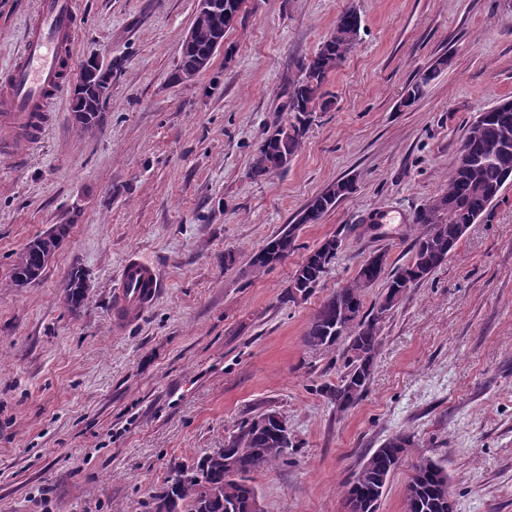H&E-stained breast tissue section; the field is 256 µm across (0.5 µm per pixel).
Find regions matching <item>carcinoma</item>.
I'll return each mask as SVG.
<instances>
[{"label": "carcinoma", "instance_id": "carcinoma-1", "mask_svg": "<svg viewBox=\"0 0 512 512\" xmlns=\"http://www.w3.org/2000/svg\"><path fill=\"white\" fill-rule=\"evenodd\" d=\"M244 0H210L209 9L198 7L192 29L193 43L180 49L179 60L171 74L177 83L185 75L203 71L216 40L237 23ZM361 30V18L354 9L338 16L329 35L314 54L297 62V74L288 79L287 100L283 111L288 119L275 123L258 147L249 174L265 178L284 170L304 144L310 122L308 115L331 105L324 86L329 75L355 47ZM444 62L426 70L407 91L405 103L418 99L423 88L434 80ZM90 65H83L80 79L72 94V112L80 119L84 131L95 130L99 122L92 110L102 107L110 97L107 82L88 77ZM462 144L473 165L459 170L448 181L454 205L436 206L428 201L414 217L420 227L414 239L409 262L397 268L386 284L382 298L406 294L405 284H420L441 265L461 241L460 226L472 217L487 214L503 186L512 181V99L498 100L481 119L466 127ZM355 181L337 182L310 201L298 223L316 224L338 200L353 192ZM65 232L46 233L22 248L13 264L12 286L24 288L38 279L48 266ZM294 228L269 238L251 256V265L261 272L288 257L294 249ZM336 259V238L323 240L311 250L291 280V284L308 296L321 282L329 265ZM384 267L361 262L355 276L332 294L310 319L303 341L311 348H331L343 340L346 372L325 393L346 411L364 396L380 347L381 322L386 312L381 302L373 311L363 312V290L379 280ZM87 281L80 270H72L62 283L64 299L70 310L78 312L86 298ZM414 447L412 436L395 435L365 456L358 480L346 485L348 512H363L365 498L381 501L390 477ZM288 461V447L280 429L258 416L243 422L233 439L190 464L174 467L177 478L166 480L153 496L151 512H248L256 496L254 475L278 462ZM449 478L442 462L420 458L412 467L405 486L404 512H448Z\"/></svg>", "mask_w": 512, "mask_h": 512}]
</instances>
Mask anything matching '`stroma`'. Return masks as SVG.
<instances>
[{"mask_svg":"<svg viewBox=\"0 0 512 512\" xmlns=\"http://www.w3.org/2000/svg\"><path fill=\"white\" fill-rule=\"evenodd\" d=\"M74 2L71 81L93 53L120 66L99 129L77 127L67 96L22 162L0 157V512H149L174 466L268 411L286 419L290 448L255 477L265 512H347L345 482L399 433L446 466L456 512H512V183L384 318L356 406L339 411L324 392L345 372L342 348L303 342L363 260L408 262L414 216L446 190L466 125L512 96V0H245L225 36L232 61L216 54L184 84L169 77L198 0ZM37 6L0 0V77ZM349 8L361 32L328 78L331 107L287 169L251 178L297 61ZM351 177L353 193L300 223ZM59 224L68 234L42 277L11 287L15 252ZM290 226L288 258L254 271L252 254ZM329 237L342 249L318 288L286 300ZM132 253L157 266L161 291L116 332ZM76 267L89 288L75 314L61 284ZM354 189L355 181L352 179L337 182L308 203L300 215V223H318L323 215L336 205L338 200L352 193Z\"/></svg>","mask_w":512,"mask_h":512,"instance_id":"35a3bbf8","label":"stroma"}]
</instances>
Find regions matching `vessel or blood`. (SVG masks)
Instances as JSON below:
<instances>
[{
  "label": "vessel or blood",
  "instance_id": "b4317fda",
  "mask_svg": "<svg viewBox=\"0 0 512 512\" xmlns=\"http://www.w3.org/2000/svg\"><path fill=\"white\" fill-rule=\"evenodd\" d=\"M78 30L73 0H39L23 49L0 83V154L18 156L38 145L52 103L68 91V61ZM158 270L137 255L123 264L113 292V327L123 329L160 293Z\"/></svg>",
  "mask_w": 512,
  "mask_h": 512
}]
</instances>
